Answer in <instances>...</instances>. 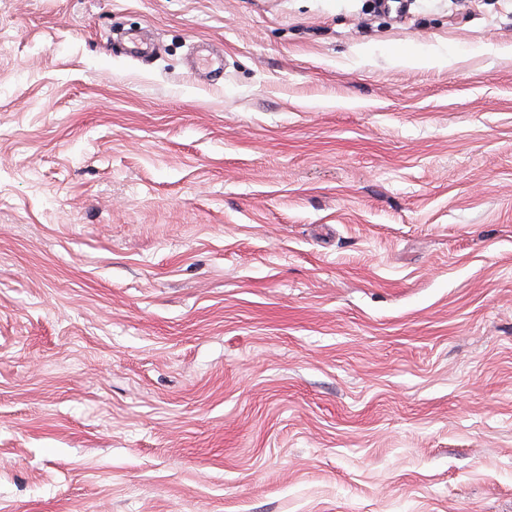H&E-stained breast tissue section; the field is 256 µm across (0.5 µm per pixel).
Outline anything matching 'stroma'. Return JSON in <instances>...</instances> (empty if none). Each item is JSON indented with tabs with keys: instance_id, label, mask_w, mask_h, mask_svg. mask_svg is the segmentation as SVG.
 <instances>
[{
	"instance_id": "1",
	"label": "stroma",
	"mask_w": 512,
	"mask_h": 512,
	"mask_svg": "<svg viewBox=\"0 0 512 512\" xmlns=\"http://www.w3.org/2000/svg\"><path fill=\"white\" fill-rule=\"evenodd\" d=\"M405 13L0 0V512H512V0Z\"/></svg>"
}]
</instances>
